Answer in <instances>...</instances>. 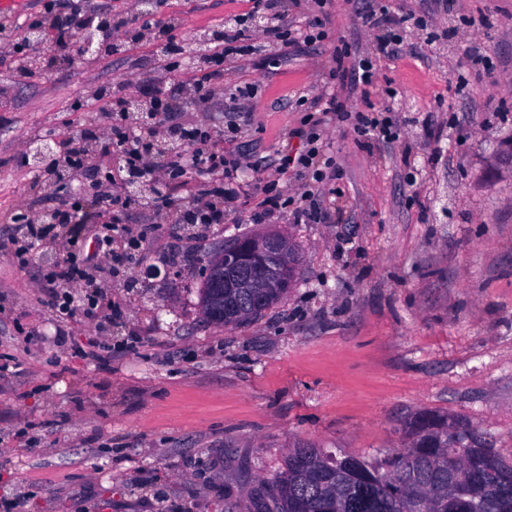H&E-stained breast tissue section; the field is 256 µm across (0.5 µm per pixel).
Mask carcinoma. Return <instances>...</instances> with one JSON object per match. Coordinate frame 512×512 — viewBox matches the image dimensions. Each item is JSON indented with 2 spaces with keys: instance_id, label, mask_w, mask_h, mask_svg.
<instances>
[{
  "instance_id": "carcinoma-1",
  "label": "carcinoma",
  "mask_w": 512,
  "mask_h": 512,
  "mask_svg": "<svg viewBox=\"0 0 512 512\" xmlns=\"http://www.w3.org/2000/svg\"><path fill=\"white\" fill-rule=\"evenodd\" d=\"M223 258L207 259L199 288L201 310L218 326L237 325L248 293L232 297L212 287ZM298 269L283 273L287 287L264 295L256 317L278 304L293 287ZM448 435V418L421 412L406 424L408 445L394 453L366 458L341 449L293 448L267 482L265 512H423L421 493L432 512H512V459L483 447L482 437L462 421Z\"/></svg>"
}]
</instances>
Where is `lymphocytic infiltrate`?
Here are the masks:
<instances>
[{
    "mask_svg": "<svg viewBox=\"0 0 512 512\" xmlns=\"http://www.w3.org/2000/svg\"><path fill=\"white\" fill-rule=\"evenodd\" d=\"M304 1L321 10L327 5V0H253L250 15L271 20V27L264 30L270 41L296 44L324 40L326 31L321 18L310 21L306 33L300 34L293 29L289 8ZM43 14L48 18L44 29L55 47L52 63L71 60L74 55L71 38L75 29L86 26L92 19L85 0H43ZM362 15L371 28L380 32L374 45L376 54L388 58L399 56L404 49L400 31L408 23V16L392 11L381 0H368ZM180 27V20L172 16L148 20L129 13L116 15L112 18V43L121 48L135 41L140 32H152L165 47L159 57V66L171 72L186 50L178 37ZM257 51L251 26L238 20L225 23L208 49L194 58L193 89L203 102L212 101L224 88L225 61L252 57ZM375 79L371 57L359 56L346 45L333 52L331 64L322 74L325 92L313 98L302 96L297 101L303 114L290 135L299 141L300 150L293 157L283 158L278 166L281 176L300 184L301 193L294 198L278 194L268 196L263 207L253 212L254 223L263 224L284 215L296 224L325 223L328 214L318 199L331 192L336 178L335 164L326 155L324 133L329 125L349 126L366 145L375 141L390 144L397 140L396 128L382 112L375 109L354 112L347 105L346 90L358 88L369 92ZM94 96L106 101L114 119L110 130L98 136L96 151H89L85 136H68L62 140L58 151L51 154L47 164L49 172L63 181L74 169L90 164L93 154L112 155L119 161L118 178H107L91 186L88 192L99 226L89 238L69 236L66 240L67 259L55 263L47 272L48 278L62 287L53 313L63 337L68 334L66 324L74 303L70 290L89 283L91 260L96 258L121 265L128 258L127 253L115 251L114 243L129 233L124 219L132 200L116 190V181L149 178L159 168L172 181L183 178L192 169L204 173L206 179L193 194L183 216L184 223L201 226L226 222L230 209L247 194L241 182V173L248 167L245 157L225 154L205 127L175 122L177 101L166 85L155 84L150 95V112L141 119L127 109L124 87L102 86L95 90ZM162 138L180 146L191 145L193 151L187 155L180 150L157 159L155 145ZM86 218L87 214L77 200L56 209L49 225L38 220L36 215L21 212L14 217V236L27 243L35 242L42 240L50 228L81 224Z\"/></svg>",
    "mask_w": 512,
    "mask_h": 512,
    "instance_id": "obj_1",
    "label": "lymphocytic infiltrate"
}]
</instances>
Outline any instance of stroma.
Segmentation results:
<instances>
[{
	"instance_id": "stroma-1",
	"label": "stroma",
	"mask_w": 512,
	"mask_h": 512,
	"mask_svg": "<svg viewBox=\"0 0 512 512\" xmlns=\"http://www.w3.org/2000/svg\"><path fill=\"white\" fill-rule=\"evenodd\" d=\"M384 2L453 32L429 45L409 31L402 55L375 58L369 98L349 97L359 110L390 109L399 141L367 149L349 127L326 130L340 171L326 224L252 223L254 193L227 223L185 236L176 211L202 181L194 170L173 191L176 210H130L128 227L152 233L138 261L101 278L112 298L103 367L71 350L103 339L84 307L68 343L59 340L58 289L45 274L62 241L36 245L24 265L5 243L16 210L59 208L98 176L81 170L59 190L26 166L28 144L106 129L94 91L112 84L140 96L157 74L154 42L28 75L0 65V360L11 362L0 373V500L12 512H253L289 449L388 453L424 411L467 423L512 456V162L499 158L512 143V0H455L445 15L432 0ZM362 3L330 0L327 38L282 47L277 70L224 65L225 87H258L238 147L288 195L300 188L276 168L299 148L288 137L291 103L321 92L320 65L336 44L372 51ZM250 10V0H163L153 16L179 18L189 42ZM474 45L491 55V72L469 66ZM428 111L445 124L439 139L419 122ZM272 233L297 246L296 285L243 323H207L203 256Z\"/></svg>"
}]
</instances>
